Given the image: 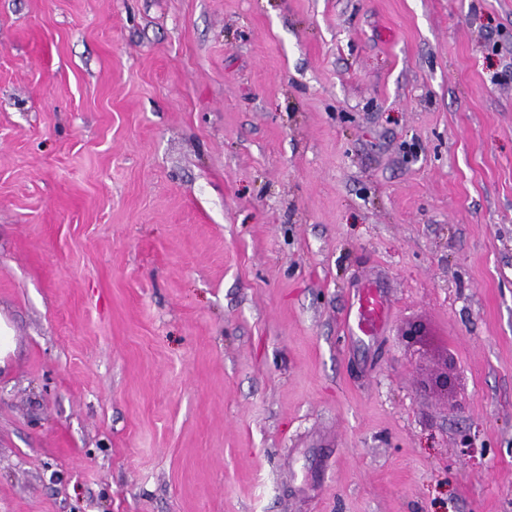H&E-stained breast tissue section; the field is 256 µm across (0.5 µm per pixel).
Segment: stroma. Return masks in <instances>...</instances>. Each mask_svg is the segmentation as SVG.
Masks as SVG:
<instances>
[{
	"mask_svg": "<svg viewBox=\"0 0 512 512\" xmlns=\"http://www.w3.org/2000/svg\"><path fill=\"white\" fill-rule=\"evenodd\" d=\"M0 316V512H512V0H0ZM388 315V304L379 288L366 284L360 288L353 316L349 315L347 329L352 336H377Z\"/></svg>",
	"mask_w": 512,
	"mask_h": 512,
	"instance_id": "stroma-1",
	"label": "stroma"
}]
</instances>
